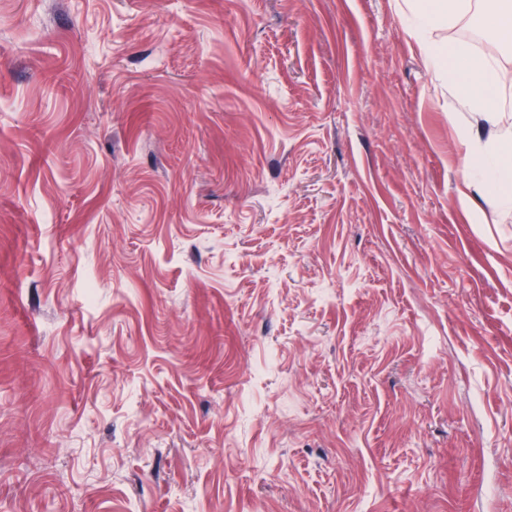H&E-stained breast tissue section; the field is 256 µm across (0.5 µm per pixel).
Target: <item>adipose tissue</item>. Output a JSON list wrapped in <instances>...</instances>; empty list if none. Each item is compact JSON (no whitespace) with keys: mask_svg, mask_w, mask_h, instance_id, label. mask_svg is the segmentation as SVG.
Segmentation results:
<instances>
[{"mask_svg":"<svg viewBox=\"0 0 512 512\" xmlns=\"http://www.w3.org/2000/svg\"><path fill=\"white\" fill-rule=\"evenodd\" d=\"M469 0H412L411 16L417 29L426 31L447 24L469 8ZM432 68L447 73L449 82L488 94L494 88L512 83V71L490 67L487 60L474 53L464 42L454 44L449 51L433 49L429 56ZM471 154L477 166H464L465 187L481 186L495 206L512 210V155L507 150L483 141L478 130H469Z\"/></svg>","mask_w":512,"mask_h":512,"instance_id":"ef3b65f1","label":"adipose tissue"}]
</instances>
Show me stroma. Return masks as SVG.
Instances as JSON below:
<instances>
[{
  "mask_svg": "<svg viewBox=\"0 0 512 512\" xmlns=\"http://www.w3.org/2000/svg\"><path fill=\"white\" fill-rule=\"evenodd\" d=\"M487 7L0 0V512H512ZM410 10L417 29L426 31L450 23L470 6L467 0H411ZM449 64L444 62V53L435 47L429 56V63L437 72H448V81L463 85L474 90L488 93L482 100H473V112L479 114L477 126L469 128L468 136L471 144V155L478 158L477 171L471 165L463 168V184L466 189L475 185L481 186L489 200L495 206L512 210V190L504 187L511 183V155L506 149L495 148L489 142H483L480 133L481 120L489 127L499 125V113L494 107L489 93L500 85L512 83L511 70L490 67L487 60L474 53L465 42L455 43L449 50Z\"/></svg>",
  "mask_w": 512,
  "mask_h": 512,
  "instance_id": "35a3bbf8",
  "label": "stroma"
}]
</instances>
